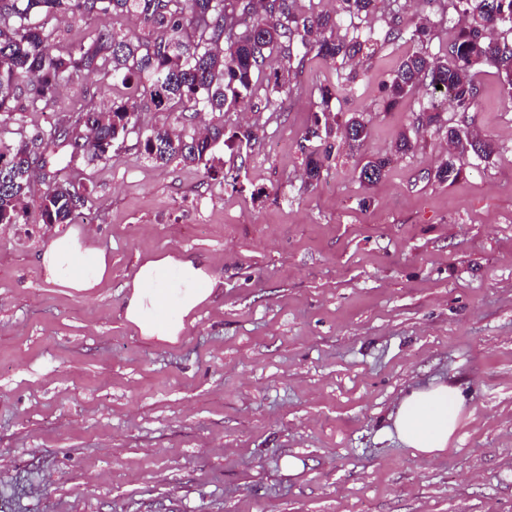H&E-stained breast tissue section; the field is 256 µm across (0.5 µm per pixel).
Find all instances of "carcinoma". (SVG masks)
Masks as SVG:
<instances>
[{
  "label": "carcinoma",
  "mask_w": 512,
  "mask_h": 512,
  "mask_svg": "<svg viewBox=\"0 0 512 512\" xmlns=\"http://www.w3.org/2000/svg\"><path fill=\"white\" fill-rule=\"evenodd\" d=\"M372 2L336 0L333 16L315 10L313 0L306 6L300 0H0V126L17 113L48 102L82 70H97L122 90L112 105L82 107L75 118L45 134L0 138V224L28 222L32 178L55 160L58 147L92 161L107 160L129 134L138 133L144 136L148 158L159 165L177 160L209 168L220 145L255 139L247 130L226 135L224 113L246 107L278 111L286 79L279 73L262 77L272 55L288 61L293 46L299 45L307 53L334 60L364 50L372 54L378 41L403 37V31L393 26L383 35L371 26L354 30L349 38L336 34L340 20L368 17ZM441 8L462 15L448 49L451 59L424 50L431 27L428 21L421 22L409 37L419 48L384 82L387 104L398 103L426 83L433 93L467 112L479 96L473 69L484 65L496 69L511 99L512 0H445ZM66 13L94 17L101 25L86 39L59 50L49 23ZM118 15L139 19L138 29L111 25ZM355 91L351 82L320 91L322 107L305 136V141L315 139L320 146L303 147L304 174L311 184L328 169L336 137L359 148L367 139L363 117H351L340 131L327 114V104L336 94ZM143 98L178 121L209 112L213 123L204 134L176 133L165 126L144 132L137 125V104ZM447 134L452 151L434 171L439 184L460 178L463 156L489 161L497 152L493 143L474 136L463 123L449 126ZM390 163L389 157L367 160L357 180L362 185L378 181ZM86 202L87 196L74 183L56 182L38 197L37 209L44 224H71Z\"/></svg>",
  "instance_id": "obj_1"
}]
</instances>
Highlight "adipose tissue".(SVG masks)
Here are the masks:
<instances>
[{
    "instance_id": "ef3b65f1",
    "label": "adipose tissue",
    "mask_w": 512,
    "mask_h": 512,
    "mask_svg": "<svg viewBox=\"0 0 512 512\" xmlns=\"http://www.w3.org/2000/svg\"><path fill=\"white\" fill-rule=\"evenodd\" d=\"M37 263L47 282L79 292L97 288L111 272L108 253L87 229L76 228L53 238ZM218 285L207 265L193 257L147 258L127 285L124 319L145 338L176 342L186 317L207 303ZM463 407L457 390L433 384L405 395L389 421L399 441L413 453L436 456L452 442Z\"/></svg>"
}]
</instances>
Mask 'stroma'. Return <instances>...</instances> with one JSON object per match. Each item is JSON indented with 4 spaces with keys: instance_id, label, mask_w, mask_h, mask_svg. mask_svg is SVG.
I'll return each instance as SVG.
<instances>
[{
    "instance_id": "35a3bbf8",
    "label": "stroma",
    "mask_w": 512,
    "mask_h": 512,
    "mask_svg": "<svg viewBox=\"0 0 512 512\" xmlns=\"http://www.w3.org/2000/svg\"><path fill=\"white\" fill-rule=\"evenodd\" d=\"M445 57L457 16L435 0H387L371 14ZM413 48L307 56L279 112L234 111L253 130L219 147L213 170L146 158L130 134L109 160L63 156L56 174L88 205L112 272L91 294L45 282L38 253L64 224H0V512H512V100L480 67L467 117L497 152L464 161L451 185L429 179L445 130L395 156L430 92L387 106L383 83ZM337 126L364 117L363 152L340 146L315 184L301 144L319 89ZM82 73L48 106L0 128L45 132L85 99H115ZM392 156L383 178L355 168ZM189 255L219 279L177 342L140 336L121 308L141 259ZM458 388L465 413L442 454H412L385 429L416 388ZM301 459L288 476L283 457Z\"/></svg>"
}]
</instances>
